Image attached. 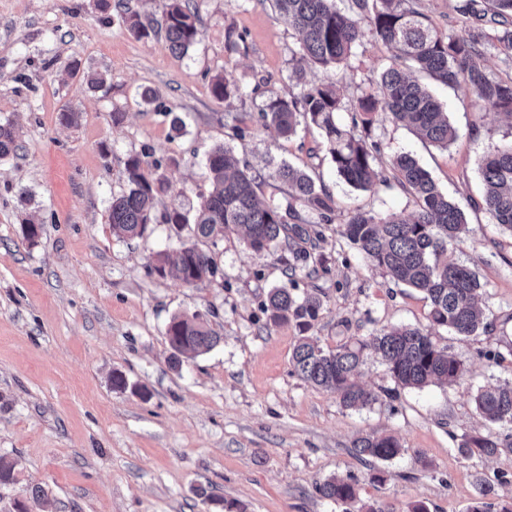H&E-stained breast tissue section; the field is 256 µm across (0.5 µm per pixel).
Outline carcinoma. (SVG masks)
<instances>
[{
  "label": "carcinoma",
  "mask_w": 512,
  "mask_h": 512,
  "mask_svg": "<svg viewBox=\"0 0 512 512\" xmlns=\"http://www.w3.org/2000/svg\"><path fill=\"white\" fill-rule=\"evenodd\" d=\"M275 12L300 36L299 62L311 61L324 68L348 64L366 34H372L391 53V63L380 73L376 87L362 93L357 104L346 106L339 89L331 85L303 88L289 98L271 97L262 106L259 118L266 126L291 136L298 118L308 117L323 133L326 150L334 168L351 187L372 191L387 178L375 170L381 144L370 134L372 114L382 110L392 121L413 129L416 134L441 148H448L457 131L447 113L432 94L410 74L414 68L437 82L454 87L465 85L474 99L489 104L512 117V77L503 79L486 66V55L493 49L512 50V0H488L493 16L502 28L491 36L442 34L428 17L413 6V0H348V10L336 8V0H270ZM130 30L147 37L164 33L169 50L185 55L200 41L201 31L189 0H169L156 25L129 19ZM212 93L227 101L236 93L221 76L214 78ZM351 114V126L336 122L339 112ZM17 135L10 123H0V159L16 153ZM206 168L212 189L201 197L193 221L179 211L165 215L172 224L194 225L195 234L214 238L219 234L244 231L249 248L263 252L280 246L288 252L287 270L296 274H319L313 253L322 237L319 226L333 223L336 203L324 184L316 183L306 170L281 164L278 179L289 189L291 202L283 206L259 200L255 178L238 168L231 151L222 145L207 156ZM393 178L412 197L416 210L404 219L391 212L376 214L357 211L341 225V234L359 251L364 261L394 280L418 290L430 302V320L462 336H478L487 330L480 307L483 286L466 265L440 260L448 247L466 237L467 220L463 211L437 186L430 175L409 153L390 160ZM484 193L481 206L492 223L512 232V142L497 145L480 161ZM125 189L112 196L108 220L120 238L141 237L154 223V200L163 190L148 164L139 155L127 158ZM314 217L309 220L299 213ZM155 271L164 276L174 273L186 284L214 279L218 265L214 257L194 244H183L160 257ZM323 302L316 295L296 296L284 286L270 290L265 304L274 325L296 320L307 332L316 320ZM174 366L212 350L220 336L201 315L174 316L166 329ZM380 355L395 384L421 389L432 383L461 381L466 368L462 360L439 347L427 332L410 325L382 329L324 350L308 336L294 347L291 366L301 379L336 393L349 409L367 407L378 396L357 381L364 356ZM479 415L491 424L512 425V383L481 389L474 397ZM358 456L390 461L405 452L397 438L375 433L359 436L353 442ZM470 458L495 457L512 453V443L489 436L470 437L457 448ZM318 493L337 503L353 506L359 502L356 483L349 477L334 476L317 486Z\"/></svg>",
  "instance_id": "cac0c4a2"
}]
</instances>
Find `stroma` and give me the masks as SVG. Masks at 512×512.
<instances>
[{"label": "stroma", "mask_w": 512, "mask_h": 512, "mask_svg": "<svg viewBox=\"0 0 512 512\" xmlns=\"http://www.w3.org/2000/svg\"><path fill=\"white\" fill-rule=\"evenodd\" d=\"M0 0V121L11 120L20 148L0 160V456L16 481L0 487V512L15 500L29 512H212L208 496L236 512H346L317 486L352 478L362 502L382 512H467L483 484L495 507L512 502V454L465 458L457 447L482 434L512 441V427L489 425L476 412L478 389L512 382V232L478 207V162L489 147L512 141V119L475 102L466 87L429 88L458 130L448 148L421 141L377 113L375 162L410 153L464 211L469 233L448 258L473 269L485 290L489 328L462 337L431 325L419 291L368 266L338 232L352 213L409 217L410 196L398 187L358 191L336 174L320 130L280 136L259 110L271 97L301 87L337 84L346 103L389 64L386 48L365 37L349 66L303 64L292 73L298 34L269 0H190L202 32L187 55L172 54L160 35L136 37L126 20L161 18L168 0ZM465 0H418L445 33H463ZM100 72L106 86L88 90ZM236 82L229 101L211 92L215 77ZM151 89L152 101L141 93ZM80 112L63 126L64 109ZM121 113L113 122V113ZM217 145L261 176L258 194L286 203L273 175L287 162L322 178L338 209L317 250L324 270L297 274L298 294H320L323 307L308 331L327 349L381 329L412 325L460 358L467 373L454 385L397 387L369 355L360 382L378 400L344 408L336 394L293 374L300 337L295 322L269 323L268 291L286 285L281 248L256 253L242 234L195 239L189 224L166 223L172 211L193 213L210 190L206 153ZM133 154L153 164L165 188L156 221L143 237L117 238L108 221L114 194ZM41 225L36 242L21 228ZM193 242L212 253L214 281L188 285L158 275L159 253ZM202 313L219 335L210 352L173 367L166 328L173 316ZM127 387H112L113 373ZM396 436L405 452L388 462L358 458L361 434ZM383 470L384 480L371 473ZM44 490L30 500L27 489Z\"/></svg>", "instance_id": "1"}]
</instances>
